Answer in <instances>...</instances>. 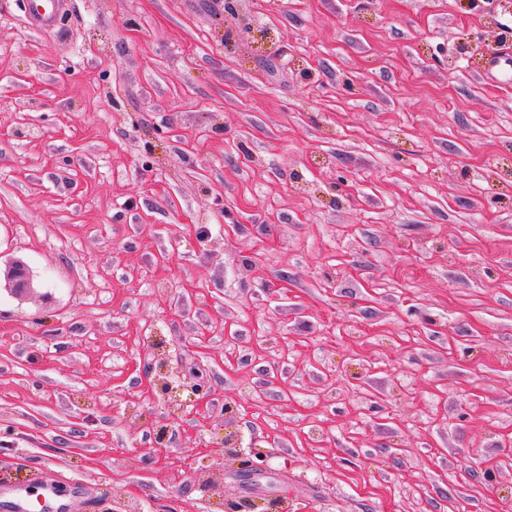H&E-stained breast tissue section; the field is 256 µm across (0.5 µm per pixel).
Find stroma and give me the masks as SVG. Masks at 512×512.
Here are the masks:
<instances>
[{
    "label": "stroma",
    "instance_id": "35a3bbf8",
    "mask_svg": "<svg viewBox=\"0 0 512 512\" xmlns=\"http://www.w3.org/2000/svg\"><path fill=\"white\" fill-rule=\"evenodd\" d=\"M71 2L0 0V480L512 512V0ZM70 8L69 0H26L27 24L33 29L55 26ZM7 288L11 294L21 297L34 289V275L24 263H12L4 272Z\"/></svg>",
    "mask_w": 512,
    "mask_h": 512
}]
</instances>
